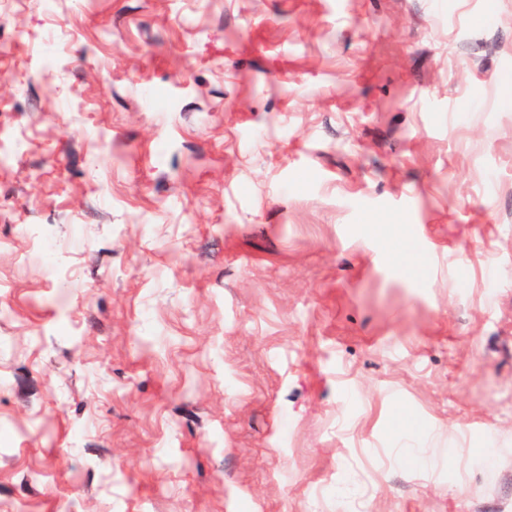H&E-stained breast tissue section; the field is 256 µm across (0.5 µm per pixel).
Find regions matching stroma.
I'll return each instance as SVG.
<instances>
[{"mask_svg":"<svg viewBox=\"0 0 512 512\" xmlns=\"http://www.w3.org/2000/svg\"><path fill=\"white\" fill-rule=\"evenodd\" d=\"M0 512H512V0H0Z\"/></svg>","mask_w":512,"mask_h":512,"instance_id":"stroma-1","label":"stroma"}]
</instances>
